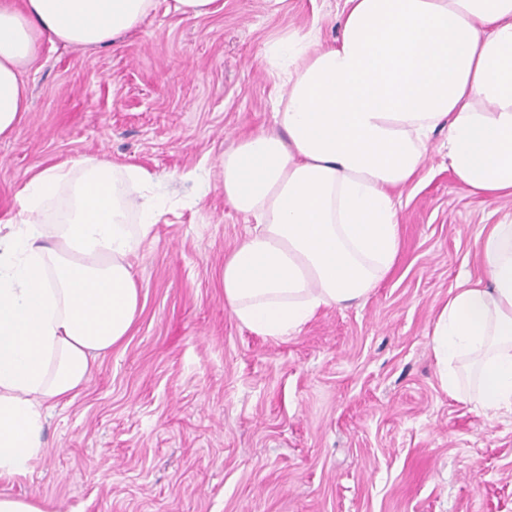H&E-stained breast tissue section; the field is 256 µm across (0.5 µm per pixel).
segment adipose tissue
Returning a JSON list of instances; mask_svg holds the SVG:
<instances>
[{"instance_id":"1","label":"adipose tissue","mask_w":512,"mask_h":512,"mask_svg":"<svg viewBox=\"0 0 512 512\" xmlns=\"http://www.w3.org/2000/svg\"><path fill=\"white\" fill-rule=\"evenodd\" d=\"M159 0H0V139L30 110L43 44H118ZM333 43L318 29L268 45L284 92L273 126L219 162L225 201L253 220L224 260V303L261 336L299 333L319 310L367 297L399 247L397 191L447 130L470 193L512 196V0H345ZM155 176L78 157L31 171L0 212V480L44 451L46 410L71 404L91 363L119 349L139 311L133 257L161 215ZM485 276L450 291L432 332L442 388L512 410V219L477 239Z\"/></svg>"}]
</instances>
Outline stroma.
Wrapping results in <instances>:
<instances>
[{"mask_svg":"<svg viewBox=\"0 0 512 512\" xmlns=\"http://www.w3.org/2000/svg\"><path fill=\"white\" fill-rule=\"evenodd\" d=\"M205 17L156 13L120 46H44L31 109L0 139V211L25 172L79 156L135 164L166 201L134 261L143 310L123 348L44 424V454L0 495L49 512H512V412L445 392L432 330L476 236L512 197L472 195L435 134L398 198L400 245L365 301L321 309L285 339L224 304V257L250 221L217 166L270 127L264 48L318 27L344 0H222Z\"/></svg>","mask_w":512,"mask_h":512,"instance_id":"35a3bbf8","label":"stroma"}]
</instances>
